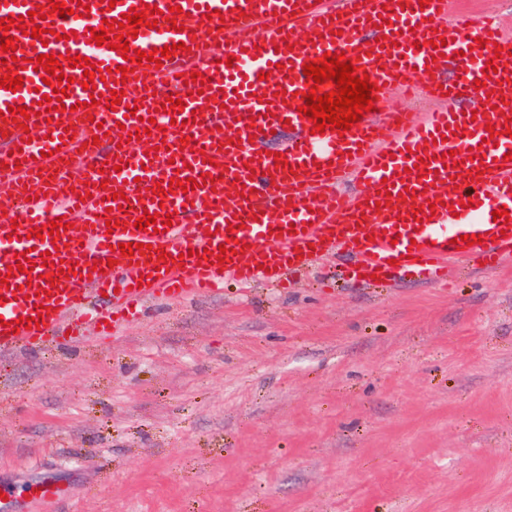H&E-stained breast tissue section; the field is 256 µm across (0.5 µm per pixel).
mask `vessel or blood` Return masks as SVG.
I'll list each match as a JSON object with an SVG mask.
<instances>
[{
    "mask_svg": "<svg viewBox=\"0 0 512 512\" xmlns=\"http://www.w3.org/2000/svg\"><path fill=\"white\" fill-rule=\"evenodd\" d=\"M143 3L159 9L158 23L140 27L130 49L171 45L174 54L137 66L92 43L103 20ZM48 5L0 0V19ZM449 8V0H117L108 9L81 0L72 15L41 21L55 32L48 43L10 29L16 59L0 65V77L21 71L23 86L0 88V354L73 349L91 332L112 339L159 297L180 303L227 278L275 282L329 256L358 283L368 275L377 284L441 282L460 260L497 272L512 260V221L493 216L512 212V38L488 19L448 27ZM442 37L447 45L433 49ZM327 52L344 54L377 90L373 111L350 130L316 134L297 109L309 89H335L330 80L312 86L303 72ZM43 53L65 56L69 95L52 120L13 116L12 108L35 110L54 92L34 69ZM447 61L449 80L439 76ZM87 70L97 93L121 91L116 108L90 105L80 84ZM479 80L485 89H476ZM415 86L440 109L420 116L396 108L395 94ZM173 96L184 107L170 116L161 107ZM464 98L484 113L459 107ZM150 117L157 127L147 135ZM273 129L290 134L275 154L260 149ZM101 130L109 149L93 143ZM134 135L148 153L133 151ZM279 157L286 167L276 166ZM76 168L82 179L70 178ZM177 175L196 178L195 188L171 186ZM349 179L359 187L351 199L336 190ZM227 180L245 193L226 197ZM117 192L126 202L114 200ZM146 212L172 223L140 231L135 222ZM59 217L71 224L59 238L33 236ZM121 243L135 244L134 254L117 252ZM22 252L33 270L9 272ZM34 316L39 326L12 330Z\"/></svg>",
    "mask_w": 512,
    "mask_h": 512,
    "instance_id": "vessel-or-blood-1",
    "label": "vessel or blood"
}]
</instances>
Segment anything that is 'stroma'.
<instances>
[{
  "mask_svg": "<svg viewBox=\"0 0 512 512\" xmlns=\"http://www.w3.org/2000/svg\"><path fill=\"white\" fill-rule=\"evenodd\" d=\"M60 512H512V263L165 301L0 356V488Z\"/></svg>",
  "mask_w": 512,
  "mask_h": 512,
  "instance_id": "35a3bbf8",
  "label": "stroma"
}]
</instances>
